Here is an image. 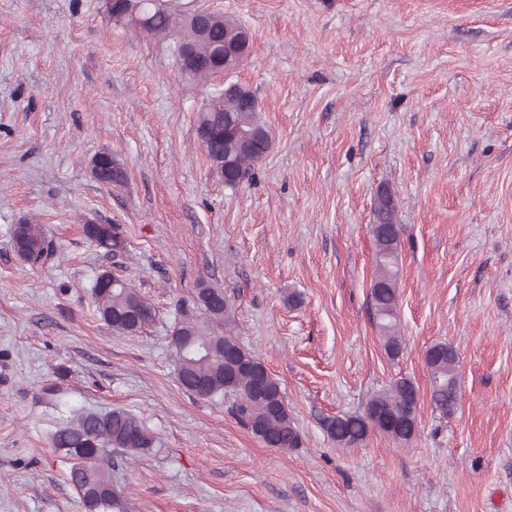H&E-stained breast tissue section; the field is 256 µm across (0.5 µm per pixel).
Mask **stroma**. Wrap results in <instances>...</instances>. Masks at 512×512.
Returning <instances> with one entry per match:
<instances>
[{
  "label": "stroma",
  "instance_id": "1",
  "mask_svg": "<svg viewBox=\"0 0 512 512\" xmlns=\"http://www.w3.org/2000/svg\"><path fill=\"white\" fill-rule=\"evenodd\" d=\"M164 2L240 22L247 60L204 83L106 0H0V512H81L50 434L83 408L158 437L113 473L128 512H512V0ZM228 80L271 136L234 188L195 133ZM101 152L123 185L93 177ZM383 189L401 227L396 359L370 298ZM89 221L119 225L127 252L97 247ZM22 222L43 226L46 263L16 254ZM115 265L154 308L140 333L95 312ZM203 285L279 382L301 448L178 384L172 333ZM437 342L457 353L449 417L430 400ZM400 377L419 389L416 438L338 447L325 419Z\"/></svg>",
  "mask_w": 512,
  "mask_h": 512
}]
</instances>
